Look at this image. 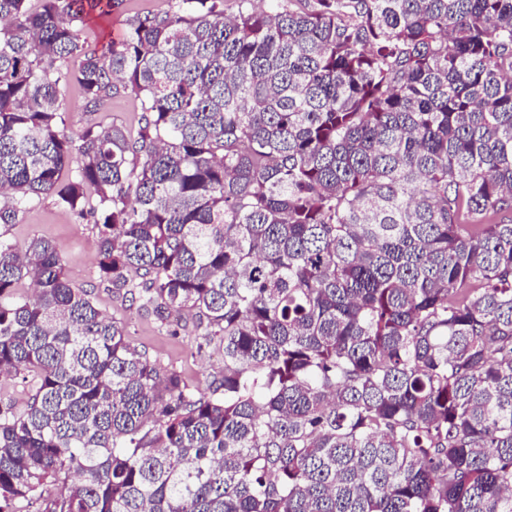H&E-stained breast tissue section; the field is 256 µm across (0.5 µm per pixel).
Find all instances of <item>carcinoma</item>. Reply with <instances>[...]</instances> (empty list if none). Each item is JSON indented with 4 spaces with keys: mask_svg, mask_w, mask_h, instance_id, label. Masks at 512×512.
<instances>
[{
    "mask_svg": "<svg viewBox=\"0 0 512 512\" xmlns=\"http://www.w3.org/2000/svg\"><path fill=\"white\" fill-rule=\"evenodd\" d=\"M0 0V225L51 197L96 287L224 352L136 350L0 235V512H512V0ZM139 131L63 130L60 93ZM29 281L30 295L20 294ZM170 4V0H122L111 18H85L84 22H77V28L82 40L101 47L110 36L119 37L126 19L147 11H165ZM30 395V386L23 381L22 375L0 376V406H11L22 411Z\"/></svg>",
    "mask_w": 512,
    "mask_h": 512,
    "instance_id": "carcinoma-1",
    "label": "carcinoma"
}]
</instances>
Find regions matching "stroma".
<instances>
[{
    "mask_svg": "<svg viewBox=\"0 0 512 512\" xmlns=\"http://www.w3.org/2000/svg\"><path fill=\"white\" fill-rule=\"evenodd\" d=\"M170 0H122L108 19L90 17L78 23L83 40L102 45L108 38L119 37L126 19L147 11H164ZM65 129L74 133L91 122L106 121L136 132L139 124L138 103L126 97L114 100L105 110L86 112L77 84L66 86L61 95ZM0 234L17 243L43 235L58 246L70 284L89 290L93 302L110 318L124 326L130 344L146 352L163 366L183 374L198 389H207L222 368V355L215 347L198 350L190 332L178 335L162 330L156 316L131 306L116 294L94 287L97 270L98 238L94 225L78 221L57 206L52 199H37L19 216L18 223L0 226Z\"/></svg>",
    "mask_w": 512,
    "mask_h": 512,
    "instance_id": "obj_1",
    "label": "stroma"
}]
</instances>
